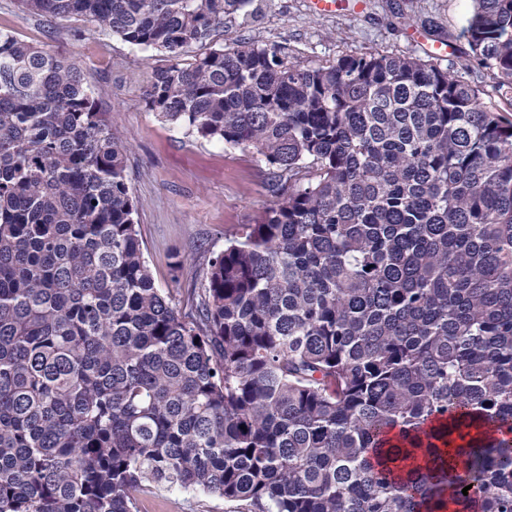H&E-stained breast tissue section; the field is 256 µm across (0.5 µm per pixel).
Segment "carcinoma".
I'll use <instances>...</instances> for the list:
<instances>
[{
  "label": "carcinoma",
  "mask_w": 512,
  "mask_h": 512,
  "mask_svg": "<svg viewBox=\"0 0 512 512\" xmlns=\"http://www.w3.org/2000/svg\"><path fill=\"white\" fill-rule=\"evenodd\" d=\"M18 2L165 54L149 107L274 203L178 309L90 88L0 30V512H512V0L461 30L493 106L393 53L183 59L251 0ZM140 512H231L234 505L216 496L198 492L156 490L140 498Z\"/></svg>",
  "instance_id": "1"
}]
</instances>
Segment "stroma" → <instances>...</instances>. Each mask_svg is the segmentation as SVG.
<instances>
[{
  "instance_id": "35a3bbf8",
  "label": "stroma",
  "mask_w": 512,
  "mask_h": 512,
  "mask_svg": "<svg viewBox=\"0 0 512 512\" xmlns=\"http://www.w3.org/2000/svg\"><path fill=\"white\" fill-rule=\"evenodd\" d=\"M310 0H254L251 14L225 24L214 46L259 41L287 48L306 63L345 54L383 52L430 60L429 47L443 41L451 51L441 67L480 88L483 102L496 100L492 80L466 66L461 35L470 0H362L357 11L313 12ZM57 51L73 63L93 90L99 111L126 148V175L139 202L136 221L145 257L158 288L176 306L186 303L197 277L226 236L258 223L273 197L264 167L249 152L186 135L162 122L145 92L165 57L140 50L91 24L23 12L17 0H0V30ZM418 30L422 40L410 32ZM140 512H232L233 506L199 492L157 490L140 498Z\"/></svg>"
}]
</instances>
